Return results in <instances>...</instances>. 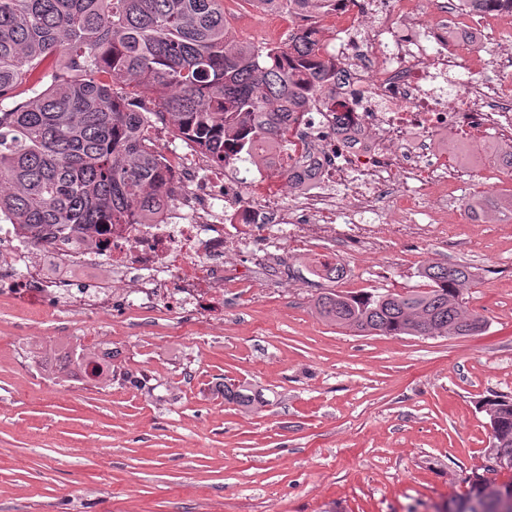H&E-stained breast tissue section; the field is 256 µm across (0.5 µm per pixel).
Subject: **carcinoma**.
Instances as JSON below:
<instances>
[{
    "label": "carcinoma",
    "instance_id": "obj_1",
    "mask_svg": "<svg viewBox=\"0 0 512 512\" xmlns=\"http://www.w3.org/2000/svg\"><path fill=\"white\" fill-rule=\"evenodd\" d=\"M290 15H327L336 0H257ZM336 64L306 27L281 46L232 43L224 0H0V221L22 225L38 246L55 229L83 232L151 224L175 188L158 154L153 117L218 167L255 163V150L285 147L297 112L336 95ZM512 169V144L489 152ZM313 165L283 166L289 181ZM481 218L512 216V194L469 204ZM312 274L343 279V266L317 262ZM427 287L406 293L325 291L316 312L366 335L471 336L486 326L466 309L475 279L464 264L432 263ZM113 353H82L84 377L112 382ZM224 402L245 413L268 405L261 390L224 383ZM493 444L512 463V399L481 403ZM467 500L496 512L494 484L477 472Z\"/></svg>",
    "mask_w": 512,
    "mask_h": 512
}]
</instances>
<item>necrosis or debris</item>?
Here are the masks:
<instances>
[{
    "instance_id": "obj_1",
    "label": "necrosis or debris",
    "mask_w": 512,
    "mask_h": 512,
    "mask_svg": "<svg viewBox=\"0 0 512 512\" xmlns=\"http://www.w3.org/2000/svg\"><path fill=\"white\" fill-rule=\"evenodd\" d=\"M476 18L449 11L445 0H336L333 35L322 52L336 61L344 87L336 110L312 106L288 134L297 161H316L317 172L299 193L297 209H285L280 184L269 169H253L239 183L212 176L213 166L198 152L173 166L181 208L189 214L175 224L163 213L156 224H116L107 238L58 234L45 242L66 267L102 264L116 273L150 275L149 299L172 309L202 304L212 285L224 281V255L246 245H280V225H296L312 236L327 224H360L379 211L395 184L447 187L454 163L431 153L433 139L448 130L497 128L512 135V43H499L490 62L507 77L491 90L479 80L481 58L458 60L448 43L449 25L472 26ZM346 186L336 196L333 185ZM239 194L226 208L221 192ZM245 228L232 237L226 225ZM22 267V280H7L0 291L38 308L69 303L70 283H45L36 249L15 224H0V267Z\"/></svg>"
}]
</instances>
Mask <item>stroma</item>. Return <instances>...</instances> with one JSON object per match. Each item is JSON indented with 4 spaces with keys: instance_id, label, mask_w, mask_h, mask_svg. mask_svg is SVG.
<instances>
[{
    "instance_id": "stroma-1",
    "label": "stroma",
    "mask_w": 512,
    "mask_h": 512,
    "mask_svg": "<svg viewBox=\"0 0 512 512\" xmlns=\"http://www.w3.org/2000/svg\"><path fill=\"white\" fill-rule=\"evenodd\" d=\"M231 38L280 40V13L224 0ZM495 130L448 138L445 203L455 231L428 223L426 194L407 223L356 239L352 225L301 246L225 265L218 325L151 311L66 307L42 316L0 302V512H440L486 471L492 438L479 409L512 397V219L475 220V198L512 194V174L482 152ZM429 224V223H428ZM343 265L342 291L423 288L429 264L475 267L465 306L474 336H363L314 303ZM111 346V384L70 377L71 348ZM262 389L267 411L225 403L224 380ZM491 482L512 471H486Z\"/></svg>"
}]
</instances>
